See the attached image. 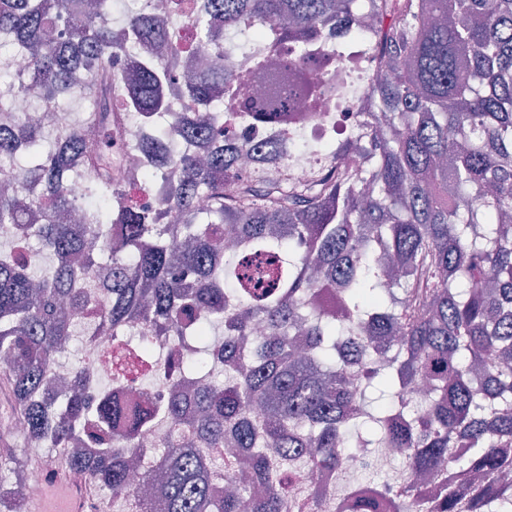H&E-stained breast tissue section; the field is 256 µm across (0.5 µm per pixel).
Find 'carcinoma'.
<instances>
[{"label":"carcinoma","instance_id":"cac0c4a2","mask_svg":"<svg viewBox=\"0 0 512 512\" xmlns=\"http://www.w3.org/2000/svg\"><path fill=\"white\" fill-rule=\"evenodd\" d=\"M73 0H0V38L31 55L29 73L0 66L32 97L90 101L80 124L65 121L54 155L37 150L45 130L0 119V153L23 143L29 162L19 189L0 191V378L23 421L27 448L44 440L61 463L89 471L96 486L138 512L130 497L127 448L165 426V444L147 474L163 489L158 512H283L285 465L334 472L347 443L394 448L404 483L351 486L334 512H512L503 498L512 471V0H207L194 14L215 61L181 83L201 108L191 120L163 111V86L185 47L161 39L159 17L133 14L122 28L108 12L88 16ZM72 18L68 50L53 19ZM370 19L371 81L352 135L322 147L310 180L288 164L271 177L260 147L225 138L227 124L276 129L286 146L297 104L322 90L309 76L332 58L359 60L358 33ZM351 25L322 44L336 20ZM265 45L246 75L224 69L227 34ZM142 45L122 68L125 46ZM125 106L154 122L107 151L82 130L125 126ZM203 128L208 165L167 154L171 135ZM142 152L145 187L169 170L156 210L116 188L112 164ZM259 153L248 173L238 153ZM351 153L354 165L343 163ZM95 173L84 197L86 224H19L29 206L69 205L67 181ZM205 198L206 207L197 200ZM236 245L224 249L223 229ZM51 263L36 268V257ZM67 304L94 315L83 324ZM136 336L112 350V386L96 390L75 371L57 401L49 370L89 329ZM220 332L223 343L213 344ZM190 339L196 357L178 364L184 386L163 400L124 397L129 371L155 376L151 337ZM425 381L430 396L405 404L403 383ZM250 452L253 493L217 490L215 459L202 448ZM422 476L437 497L420 492Z\"/></svg>","mask_w":512,"mask_h":512}]
</instances>
